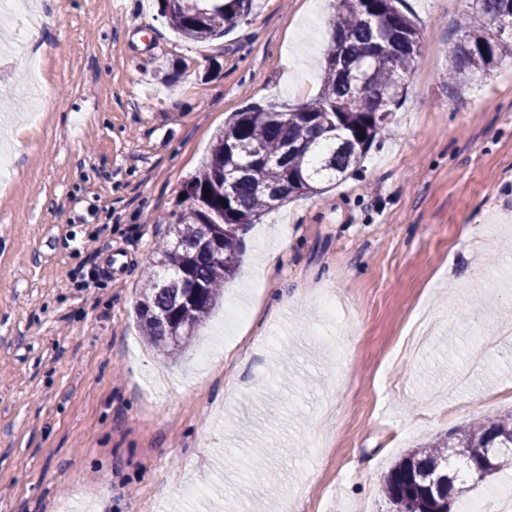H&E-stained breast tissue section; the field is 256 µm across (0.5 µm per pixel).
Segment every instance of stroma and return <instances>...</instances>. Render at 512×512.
Wrapping results in <instances>:
<instances>
[{
    "label": "stroma",
    "instance_id": "35a3bbf8",
    "mask_svg": "<svg viewBox=\"0 0 512 512\" xmlns=\"http://www.w3.org/2000/svg\"><path fill=\"white\" fill-rule=\"evenodd\" d=\"M422 44L360 170L266 214L179 360L135 290L230 113L319 89L336 0H255L223 39L158 0H66L52 92L0 149V512H388L406 453L512 411V63L449 101L466 0H404Z\"/></svg>",
    "mask_w": 512,
    "mask_h": 512
}]
</instances>
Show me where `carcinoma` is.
Returning a JSON list of instances; mask_svg holds the SVG:
<instances>
[{"label": "carcinoma", "mask_w": 512, "mask_h": 512, "mask_svg": "<svg viewBox=\"0 0 512 512\" xmlns=\"http://www.w3.org/2000/svg\"><path fill=\"white\" fill-rule=\"evenodd\" d=\"M400 2L337 0L318 93L293 106L249 104L224 121L164 220L168 235L154 262L163 274L148 275L136 291L135 313L154 348L172 356L190 351L237 273L243 235L265 212L360 169L420 52L418 24ZM254 8V0L159 3L179 35L201 42L249 21ZM505 14L512 15V0H471L448 65V99L459 98L476 74L512 62V36L492 34ZM358 76L366 81L361 95ZM510 467L512 412L410 451L387 474L384 495L392 512H450L458 477L478 483Z\"/></svg>", "instance_id": "carcinoma-1"}]
</instances>
